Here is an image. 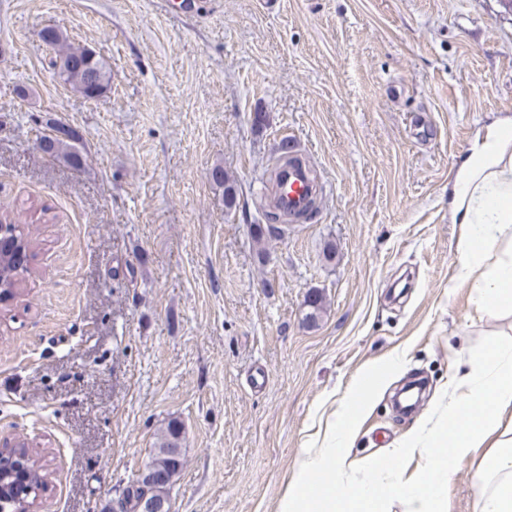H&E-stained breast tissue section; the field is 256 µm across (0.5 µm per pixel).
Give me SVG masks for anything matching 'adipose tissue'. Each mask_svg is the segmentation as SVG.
<instances>
[{
	"instance_id": "obj_1",
	"label": "adipose tissue",
	"mask_w": 512,
	"mask_h": 512,
	"mask_svg": "<svg viewBox=\"0 0 512 512\" xmlns=\"http://www.w3.org/2000/svg\"><path fill=\"white\" fill-rule=\"evenodd\" d=\"M456 222L467 225L459 245L460 276L478 309L512 313V126L496 123L478 137L453 189ZM368 404L363 382L351 384L339 413L331 415L288 474L276 512H388L398 498L403 512H446L445 487L454 467L471 460L485 442L493 449L475 472L474 512H512V344L494 345L453 377L443 421L418 423L368 474L337 490L351 465L344 450ZM419 459L422 474L408 473Z\"/></svg>"
}]
</instances>
